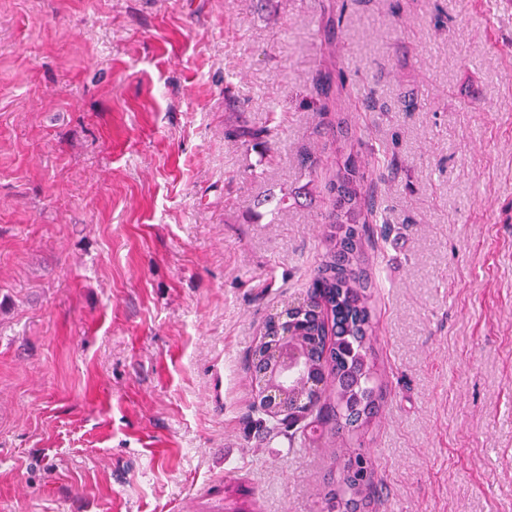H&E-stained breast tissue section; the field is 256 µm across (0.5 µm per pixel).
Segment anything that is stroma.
Segmentation results:
<instances>
[{
    "mask_svg": "<svg viewBox=\"0 0 512 512\" xmlns=\"http://www.w3.org/2000/svg\"><path fill=\"white\" fill-rule=\"evenodd\" d=\"M0 0V512H512V6ZM267 130L246 142L235 129ZM377 401L306 448L251 352L300 297L340 132ZM283 199L271 214L269 199ZM314 82L318 98L312 104L316 105L319 112H331L336 97L345 89L343 77H336V73L327 68L316 73Z\"/></svg>",
    "mask_w": 512,
    "mask_h": 512,
    "instance_id": "35a3bbf8",
    "label": "stroma"
}]
</instances>
